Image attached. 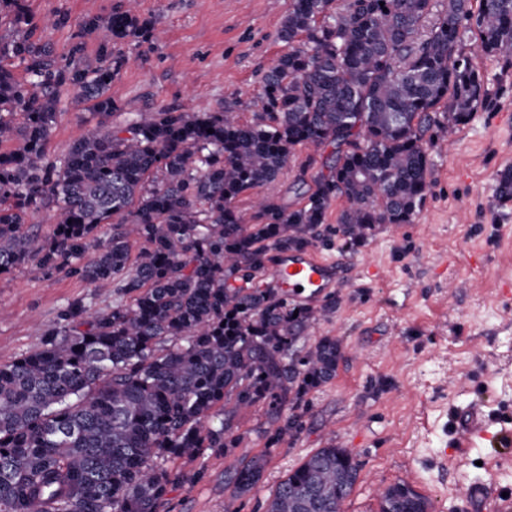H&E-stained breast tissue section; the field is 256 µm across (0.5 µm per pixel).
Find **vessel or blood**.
Returning <instances> with one entry per match:
<instances>
[{"mask_svg":"<svg viewBox=\"0 0 512 512\" xmlns=\"http://www.w3.org/2000/svg\"><path fill=\"white\" fill-rule=\"evenodd\" d=\"M335 274L333 262L308 250L281 257L273 268V283L285 289L294 301L312 304L333 287ZM486 428L483 414L478 409H471L458 422V445H465L473 435L484 433Z\"/></svg>","mask_w":512,"mask_h":512,"instance_id":"1","label":"vessel or blood"}]
</instances>
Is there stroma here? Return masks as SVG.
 I'll return each mask as SVG.
<instances>
[{
	"instance_id": "35a3bbf8",
	"label": "stroma",
	"mask_w": 512,
	"mask_h": 512,
	"mask_svg": "<svg viewBox=\"0 0 512 512\" xmlns=\"http://www.w3.org/2000/svg\"><path fill=\"white\" fill-rule=\"evenodd\" d=\"M119 0H28L39 32L66 52L89 15H106ZM291 0H141V13L163 29L162 41L125 45L128 63L113 80L114 122L149 108L192 104L229 110L240 121L259 111L261 79L288 46L278 38ZM67 25H57L58 16ZM476 62L493 106L474 112L453 146L433 155L430 187L413 223L384 226L354 251L321 248L341 276L338 305L307 337L337 336L348 358L312 397L303 433L270 456L258 487L240 512H263L267 497L302 459L336 438L361 462L345 512H378V492L405 479L432 512H471L468 488L494 478L512 512V446L455 442L454 422L479 408L492 433L512 434V201H500L495 175L512 168V67L486 56ZM95 120L64 95L48 153L65 155ZM314 150L300 147L279 178L240 194L234 206L255 221V201L299 207L297 182ZM88 299V314L111 294L62 271L20 268L0 276V365L35 349L68 303ZM250 430L233 457L207 451L204 481L171 492L172 512H224V471L233 458L265 448L261 408L238 417Z\"/></svg>"
}]
</instances>
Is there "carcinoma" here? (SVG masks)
Returning a JSON list of instances; mask_svg holds the SVG:
<instances>
[{
  "mask_svg": "<svg viewBox=\"0 0 512 512\" xmlns=\"http://www.w3.org/2000/svg\"><path fill=\"white\" fill-rule=\"evenodd\" d=\"M434 8L292 0L279 31L288 51L250 122L160 107L114 125L122 46L155 36L136 0L84 18L63 54L36 35L27 0H0V275L59 270L115 294L92 317L84 302L68 305L34 350L0 365V512H170V491L205 478L176 461L209 448L233 455L251 434L238 416L260 406L264 451L224 472L233 500L252 493L345 357L338 336L298 346L335 297L303 306L258 274L273 253L335 241L353 251L381 226L412 223L435 143L490 104L474 55L512 63V0ZM91 36L98 55L87 68ZM65 91L97 123L53 159ZM299 146L331 148L305 204L264 199L258 223H243L233 200L276 180ZM495 182L511 201L512 169ZM46 209L48 234L24 228ZM360 471L330 439L280 481L265 512H343ZM379 512L431 504L399 480L380 492Z\"/></svg>",
  "mask_w": 512,
  "mask_h": 512,
  "instance_id": "1",
  "label": "carcinoma"
}]
</instances>
